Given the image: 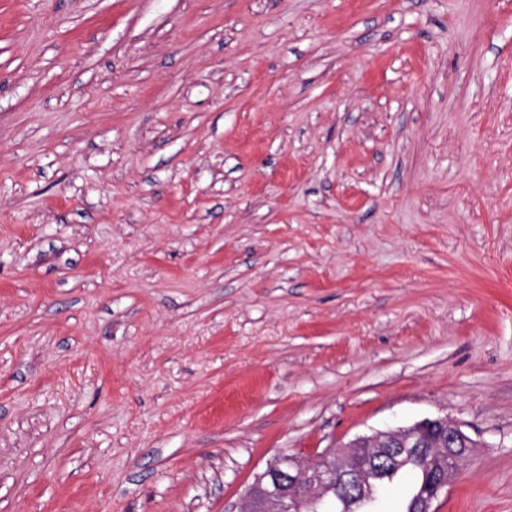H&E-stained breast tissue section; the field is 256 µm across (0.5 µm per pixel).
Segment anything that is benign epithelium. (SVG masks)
<instances>
[{"label": "benign epithelium", "mask_w": 512, "mask_h": 512, "mask_svg": "<svg viewBox=\"0 0 512 512\" xmlns=\"http://www.w3.org/2000/svg\"><path fill=\"white\" fill-rule=\"evenodd\" d=\"M478 444L462 425L446 416L424 418L407 427L359 435L336 453L327 450L305 464L292 453L282 452L258 473L243 492L244 512H302L301 505L325 502L330 494L347 485L359 488L364 480L365 462L384 452L390 464L418 448H434L448 456V467L437 474L430 491L420 501L419 512H436L434 502L471 457Z\"/></svg>", "instance_id": "1"}]
</instances>
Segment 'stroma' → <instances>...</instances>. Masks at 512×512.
Masks as SVG:
<instances>
[{"mask_svg": "<svg viewBox=\"0 0 512 512\" xmlns=\"http://www.w3.org/2000/svg\"><path fill=\"white\" fill-rule=\"evenodd\" d=\"M434 415L512 512V0H0V512Z\"/></svg>", "mask_w": 512, "mask_h": 512, "instance_id": "obj_1", "label": "stroma"}]
</instances>
